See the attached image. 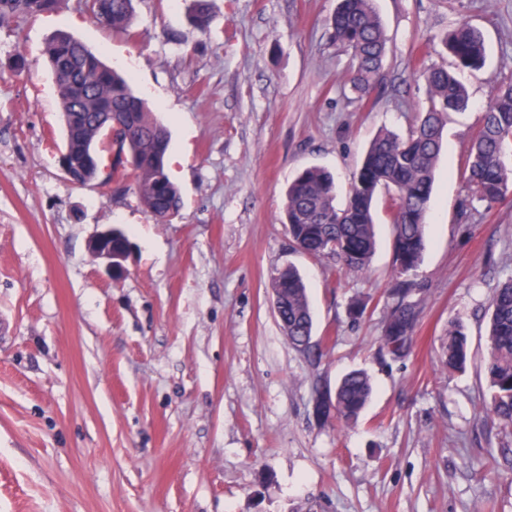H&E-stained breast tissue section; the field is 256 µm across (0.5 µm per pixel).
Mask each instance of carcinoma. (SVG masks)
Instances as JSON below:
<instances>
[{
	"instance_id": "1",
	"label": "carcinoma",
	"mask_w": 512,
	"mask_h": 512,
	"mask_svg": "<svg viewBox=\"0 0 512 512\" xmlns=\"http://www.w3.org/2000/svg\"><path fill=\"white\" fill-rule=\"evenodd\" d=\"M58 0H0V21L53 8ZM134 0H85L90 16L115 30L128 27ZM189 23L203 33L210 24L208 0H191ZM332 39L355 61L352 88L369 98L383 82V61L388 37L374 8V0H338L331 17ZM458 70H477L486 62L482 32L460 21L443 39ZM48 68L57 85L68 128L66 150L71 181L84 185L99 177L87 165L89 146L101 140L99 122L109 112H119L130 126L112 160V182L132 180L143 208L156 223L164 224L181 207L178 188L165 170L169 131L153 118L135 94L128 78L108 66L99 55L67 33L53 35L45 47ZM426 108L418 113L406 133L384 130L372 141L355 172L343 207L336 204L334 175L319 167L301 171L289 184L285 216L292 247L314 258L333 262L338 272L368 269L376 248L374 202L389 193L393 224L395 300L386 321L382 342L400 355L417 321L415 307L406 299L417 289L412 278L425 248V216L431 198L434 170L441 154L448 113L464 109L468 93L455 73L434 66L425 71ZM463 177L471 200L488 206L512 191V80L498 85L483 114L480 130L466 157ZM272 290L278 319L291 344L301 352L311 348L313 314L307 289L291 265L276 271ZM488 336L487 372L491 395L487 413L505 428L512 427V276L493 294ZM446 364L463 369L470 357L468 337L455 324L448 326ZM314 413L326 422L336 417L357 419L369 401L373 385L362 370H352L330 390L315 386Z\"/></svg>"
}]
</instances>
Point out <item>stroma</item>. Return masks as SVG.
<instances>
[{"label":"stroma","instance_id":"obj_1","mask_svg":"<svg viewBox=\"0 0 512 512\" xmlns=\"http://www.w3.org/2000/svg\"><path fill=\"white\" fill-rule=\"evenodd\" d=\"M337 0H134L129 32L79 0L0 26V512H512V434L485 411L489 301L512 276V194L465 213L461 172L495 88L512 78V0H375L389 42L384 90L351 87L331 38ZM487 59L460 73L449 113L402 355L382 347L393 226L375 202L364 273L294 251L285 190L322 167L346 197L371 140L406 132L427 104L425 68L459 20ZM65 31L132 77L167 127L181 208L155 223L135 191L66 182L59 97L44 64ZM23 55L29 68L6 66ZM115 225L132 250L109 272L90 240ZM293 264L314 317L297 351L272 302ZM366 308L353 315L351 304ZM470 358L445 366L450 324ZM365 371L357 422L319 423L316 385Z\"/></svg>","mask_w":512,"mask_h":512}]
</instances>
